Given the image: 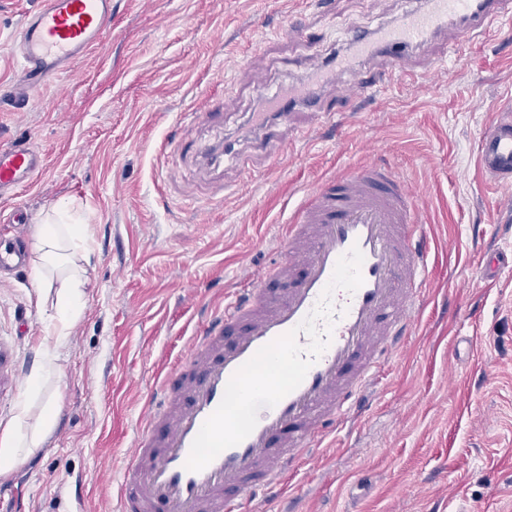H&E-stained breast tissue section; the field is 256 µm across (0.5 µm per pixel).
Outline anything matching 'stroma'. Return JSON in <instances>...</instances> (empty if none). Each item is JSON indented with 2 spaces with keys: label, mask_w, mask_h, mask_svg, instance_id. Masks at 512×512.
Masks as SVG:
<instances>
[{
  "label": "stroma",
  "mask_w": 512,
  "mask_h": 512,
  "mask_svg": "<svg viewBox=\"0 0 512 512\" xmlns=\"http://www.w3.org/2000/svg\"><path fill=\"white\" fill-rule=\"evenodd\" d=\"M421 0H112L101 49L32 95L14 90L16 40L37 0H0V143L47 157L0 196V244L28 265L0 274V348L43 360L59 415L45 445L0 475L25 512H115L157 376L211 309L288 259L280 227L326 178L372 161L423 198L430 286L403 348L373 376L367 410L327 440L284 496L246 512H512V185L481 169L477 140L512 110V37L448 30L440 67L392 77L326 129L303 110L272 128L251 170L208 167L219 138L246 141L265 97L309 82L353 32L394 25ZM195 109L194 120L179 115ZM68 202L92 226L85 310L65 342L36 291L40 216ZM81 497H74V488Z\"/></svg>",
  "instance_id": "1"
}]
</instances>
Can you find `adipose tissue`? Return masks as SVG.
<instances>
[{
    "mask_svg": "<svg viewBox=\"0 0 512 512\" xmlns=\"http://www.w3.org/2000/svg\"><path fill=\"white\" fill-rule=\"evenodd\" d=\"M35 239L37 289L42 295L53 296L52 334L64 338L83 315L87 279L75 260L89 254L91 230L70 205L62 204L53 216L38 224ZM53 371V364L47 362L29 376L27 395L21 400L11 427L0 434V474L20 468L43 447L54 429L59 407L54 400L39 398L45 379Z\"/></svg>",
    "mask_w": 512,
    "mask_h": 512,
    "instance_id": "ef3b65f1",
    "label": "adipose tissue"
}]
</instances>
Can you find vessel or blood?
<instances>
[{
    "label": "vessel or blood",
    "mask_w": 512,
    "mask_h": 512,
    "mask_svg": "<svg viewBox=\"0 0 512 512\" xmlns=\"http://www.w3.org/2000/svg\"><path fill=\"white\" fill-rule=\"evenodd\" d=\"M112 0H40L18 32L20 79L37 90L100 45ZM512 23V0H424L400 23L354 35L347 54L313 83L269 99L259 131L306 109L335 120L317 86L383 58L416 79L435 66L426 49L448 26L478 41ZM477 154L491 177L512 182V117L480 135ZM252 165L228 141L207 164ZM46 168L29 143L0 144V193ZM282 237L288 262L266 282L215 308L189 338L177 367L157 378L153 402L121 483L119 512H238L243 497L280 494L284 478L359 412L367 379L389 362L412 325L428 282L429 241L407 180L371 162L327 179L301 201Z\"/></svg>",
    "instance_id": "b4317fda"
}]
</instances>
